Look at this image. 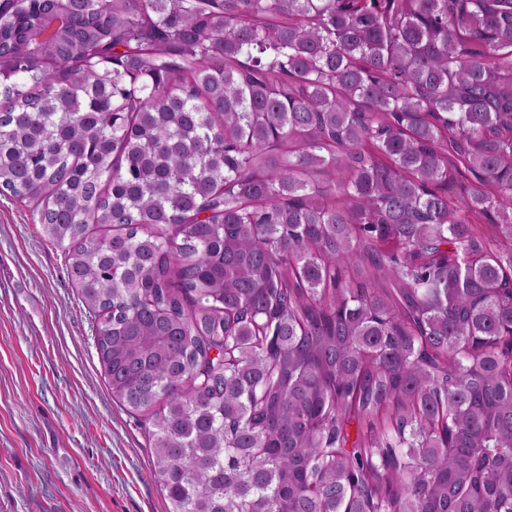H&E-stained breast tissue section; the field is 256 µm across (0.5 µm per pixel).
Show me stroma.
I'll list each match as a JSON object with an SVG mask.
<instances>
[{
    "instance_id": "1",
    "label": "stroma",
    "mask_w": 512,
    "mask_h": 512,
    "mask_svg": "<svg viewBox=\"0 0 512 512\" xmlns=\"http://www.w3.org/2000/svg\"><path fill=\"white\" fill-rule=\"evenodd\" d=\"M94 336L61 249L0 196V512H166Z\"/></svg>"
}]
</instances>
